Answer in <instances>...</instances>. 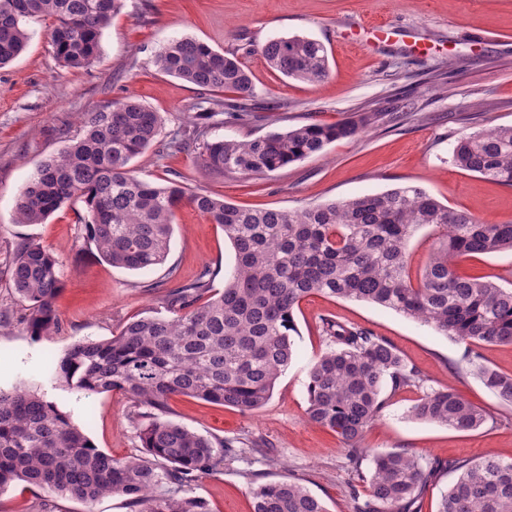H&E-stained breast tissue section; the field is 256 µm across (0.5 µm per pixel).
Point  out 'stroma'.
Returning a JSON list of instances; mask_svg holds the SVG:
<instances>
[{"label":"stroma","mask_w":512,"mask_h":512,"mask_svg":"<svg viewBox=\"0 0 512 512\" xmlns=\"http://www.w3.org/2000/svg\"><path fill=\"white\" fill-rule=\"evenodd\" d=\"M364 21L385 23L398 35L374 46L347 42ZM51 26L48 19L30 23L26 51L0 67V389L44 393L97 448L115 458L142 452L130 421V399L119 390L87 396L70 389L53 376L49 359L77 342L112 338L132 319L165 315L162 296L204 268L215 270L214 286L223 288L233 272L234 251L220 226L187 204L176 212L165 263L148 270L117 268L88 250L81 206L63 205L41 224L16 223L20 188L60 148V131L77 134L78 113L130 95L139 98L160 112L164 125L157 142L133 160L137 175L156 183L177 179L238 206L296 210L417 186L486 223L512 222V186L452 162L459 137L512 126V0H125L101 35L98 59L83 69L62 67L56 59ZM184 36L217 51L237 52L258 97L281 104L249 127L214 125L212 136L253 138L310 121L334 123L365 108L378 110L379 117L354 137L274 172L203 175L193 153L166 147L173 134L196 123L201 93L153 64L156 51ZM292 36L324 44L330 68L325 81H295L268 67L261 46ZM451 59L458 60V68L438 80L437 66ZM27 238L52 251L63 281L56 302L59 326L37 337L27 333L26 305L8 281L14 247ZM459 270L512 288L510 252L465 260ZM325 317L369 329L428 378L425 388L385 393L383 416L363 441L377 452L406 448L436 465L415 512H436L455 478L449 462L489 453L512 460V406L464 368L463 344L390 309L312 295L295 312L293 360L261 408L243 414L180 395L168 401V419L237 445L236 456L225 457L217 473L191 487L210 512H252L255 478L299 482L328 512H353V493H366V482L349 465L336 435L307 420L309 370L327 348L320 330ZM448 385L485 410L483 426L457 432L410 417L424 389ZM0 512L131 509L118 496L88 505L17 481L0 491Z\"/></svg>","instance_id":"1"}]
</instances>
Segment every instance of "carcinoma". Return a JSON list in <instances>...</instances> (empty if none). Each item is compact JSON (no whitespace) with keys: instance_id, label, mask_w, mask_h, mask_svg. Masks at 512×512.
<instances>
[{"instance_id":"carcinoma-1","label":"carcinoma","mask_w":512,"mask_h":512,"mask_svg":"<svg viewBox=\"0 0 512 512\" xmlns=\"http://www.w3.org/2000/svg\"><path fill=\"white\" fill-rule=\"evenodd\" d=\"M124 2L0 0V65L24 51L28 24L47 17L55 57L68 68L89 66ZM261 54L287 78L319 83L329 76L327 51L313 39H270ZM154 65L208 94L197 113L203 119L225 112L249 124L278 110L257 99L235 54L195 38L160 48ZM217 92L234 97L221 100ZM375 118L370 110L354 120L312 121L245 140L212 139L210 126L196 124L173 148L192 149L206 174L260 175L353 137ZM79 124L80 133L63 136L62 148L20 188L16 223L42 224L62 204H79L87 249L114 267L144 270L166 261L176 210L187 203L224 230L235 252L234 272L216 291L206 269L163 299L169 315L131 320L112 338L77 343L54 362L56 379L71 389L87 395L120 390L130 397V419L146 456L116 459L39 393L0 390V490L24 481L88 504L121 496L136 512H210L187 488L217 471L234 445L161 418L167 399L179 394L243 413L262 407L293 359L295 310L314 294L390 308L466 344L468 364L482 384L512 405V374L481 364L473 352L483 344L512 345V288L458 272L464 260L512 252V222L486 224L414 186L293 211L245 209L178 180L158 184L135 175L131 162L157 141L163 124L138 98L81 112ZM453 161L512 186V126L460 137ZM419 226L435 228L440 244L413 274L405 244ZM58 266L34 239L13 252L11 288L28 303L26 328L33 336L58 325ZM322 330L328 348L309 372L307 416L336 433L353 468L371 464L368 495H353V512H411L434 469L407 450L374 452L363 438L382 415L384 389L420 387L427 376L364 328L325 318ZM410 415L461 432L486 422L483 410L451 386L424 393ZM448 469L458 476L438 512H512V460L489 455L452 461ZM251 494L254 512H328L295 481L257 484Z\"/></svg>"}]
</instances>
